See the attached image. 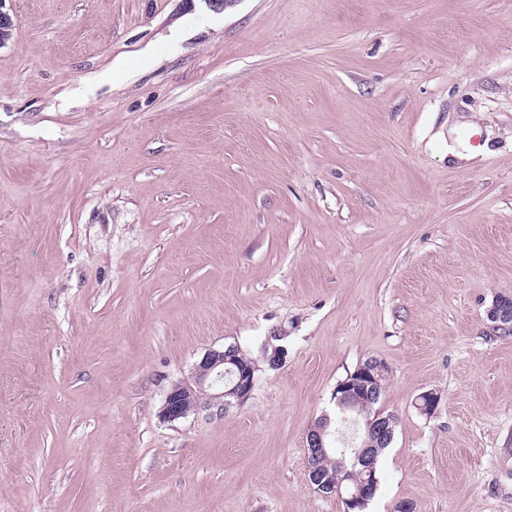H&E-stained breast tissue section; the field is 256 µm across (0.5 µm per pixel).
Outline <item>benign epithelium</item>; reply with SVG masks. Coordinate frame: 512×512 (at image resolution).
Segmentation results:
<instances>
[{
    "label": "benign epithelium",
    "instance_id": "1",
    "mask_svg": "<svg viewBox=\"0 0 512 512\" xmlns=\"http://www.w3.org/2000/svg\"><path fill=\"white\" fill-rule=\"evenodd\" d=\"M488 319L495 329L501 328L505 332L512 330V299H496L488 311ZM226 364L237 368L236 381L228 390L224 389ZM386 371V365L378 360L359 365L346 380L336 385V406L345 412L355 408V393L364 392L372 397L380 394ZM253 387V370L240 362L237 346L231 345L225 351L210 349L195 364L189 380L175 383L168 389L160 416L168 421H176L201 408H214L217 413L222 414L233 402L244 401ZM392 435V415L379 410L373 416L363 418L362 434L356 444L348 449L352 467L359 468V473H346L343 482L338 484L336 479L324 476L313 465V459L321 456L327 449V423L318 422L306 436L309 482L332 494H345V512H355V509L365 507L377 486L376 449L388 444Z\"/></svg>",
    "mask_w": 512,
    "mask_h": 512
}]
</instances>
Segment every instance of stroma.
Segmentation results:
<instances>
[{"label": "stroma", "instance_id": "obj_1", "mask_svg": "<svg viewBox=\"0 0 512 512\" xmlns=\"http://www.w3.org/2000/svg\"><path fill=\"white\" fill-rule=\"evenodd\" d=\"M1 7L0 512H344L306 434L372 358L367 512H512V0ZM488 319L494 323L493 328L509 332L512 329V299H496L488 311ZM239 356L249 366L241 363ZM226 364L237 368L236 381L232 387L229 381L227 385L224 383ZM250 366L256 374L254 362L241 352L238 355V347L235 345H229L225 351L224 348L208 350L195 364L189 380L175 383L168 389L160 416L164 420L176 421L188 417L202 407L216 408L217 413L224 414L233 404L232 400L242 402L252 392L254 377Z\"/></svg>", "mask_w": 512, "mask_h": 512}]
</instances>
